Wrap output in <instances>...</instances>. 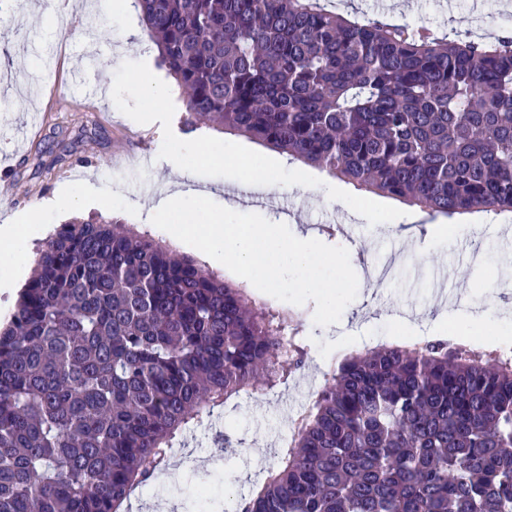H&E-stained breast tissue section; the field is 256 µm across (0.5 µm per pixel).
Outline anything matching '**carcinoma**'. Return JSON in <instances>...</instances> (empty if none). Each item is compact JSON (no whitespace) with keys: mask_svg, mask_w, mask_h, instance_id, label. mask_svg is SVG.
<instances>
[{"mask_svg":"<svg viewBox=\"0 0 512 512\" xmlns=\"http://www.w3.org/2000/svg\"><path fill=\"white\" fill-rule=\"evenodd\" d=\"M183 127L243 135L436 215L512 211V31L363 23L318 0H138ZM288 311L148 233L75 219L0 325V512H120L187 431L304 365ZM235 512H512V356L344 358Z\"/></svg>","mask_w":512,"mask_h":512,"instance_id":"carcinoma-1","label":"carcinoma"}]
</instances>
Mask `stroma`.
I'll list each match as a JSON object with an SVG mask.
<instances>
[{
	"instance_id": "35a3bbf8",
	"label": "stroma",
	"mask_w": 512,
	"mask_h": 512,
	"mask_svg": "<svg viewBox=\"0 0 512 512\" xmlns=\"http://www.w3.org/2000/svg\"><path fill=\"white\" fill-rule=\"evenodd\" d=\"M345 17H389L395 24L427 25L461 36L512 30L506 0H322ZM69 31L59 27L54 0H0V173L15 169V198L0 197V225L27 216L56 196L74 192L81 200L49 212L59 226L72 216L103 214L145 228L146 211L160 190L180 187L189 196L221 204L237 187L232 165L190 155L185 175L167 164L172 151L196 141L183 132L185 101L179 86L166 99L133 98L126 86L141 71L158 77L156 47L143 35L135 0H70ZM224 143L258 158L274 188L260 194L252 212L286 224L293 235L331 246L345 245L358 277V293L339 323L316 328L315 302L294 307L300 336L309 338L304 368L288 384L231 399L213 417L184 433L166 465L167 476L135 489L129 512H223L236 492L263 484L281 457L291 422L310 407L332 364L408 336L447 338L455 321L448 305L436 302L434 273L449 276L446 287L465 289L468 302L489 307L500 293L478 287L486 265L512 263V220L482 215L454 216L462 233L429 238L426 223L388 225L380 211L399 200L355 188L317 167L233 133ZM228 437L226 452L215 449Z\"/></svg>"
}]
</instances>
